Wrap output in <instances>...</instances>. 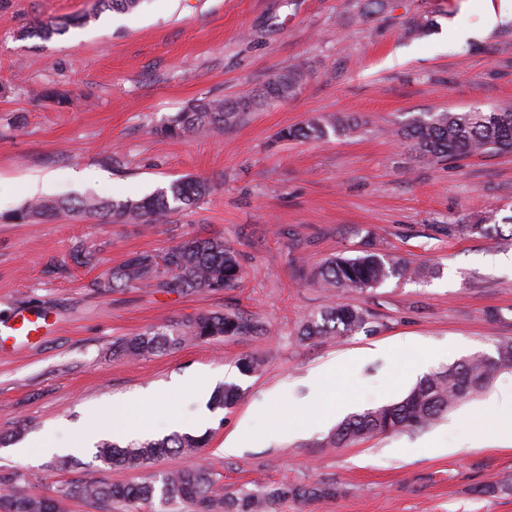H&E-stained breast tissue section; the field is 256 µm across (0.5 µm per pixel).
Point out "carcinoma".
<instances>
[{
  "instance_id": "cac0c4a2",
  "label": "carcinoma",
  "mask_w": 512,
  "mask_h": 512,
  "mask_svg": "<svg viewBox=\"0 0 512 512\" xmlns=\"http://www.w3.org/2000/svg\"><path fill=\"white\" fill-rule=\"evenodd\" d=\"M67 23H38L34 35L49 39L65 31ZM306 70L300 64L277 72L264 87L231 100H207L191 105L171 117L156 133L163 139L185 138L204 129L230 128L247 112L271 100L292 97ZM358 126L350 116L314 117L286 127L277 133L283 141L321 140L333 133L344 134ZM408 149L420 161L512 151V111L504 112H430L424 118L397 131ZM213 189L206 178L174 181L166 189L139 199L98 200L95 198L28 201L14 215L21 224H35L43 218L61 214H79L108 224H168L172 215L200 203ZM456 228L472 236L489 239L512 238L496 223L494 215L479 218ZM424 270L407 261L379 252L366 243L354 257L338 255L327 260L314 274L312 282L320 286L363 293L390 278L417 279ZM242 277L238 250L221 237H188L161 254L137 253L105 278L92 283L102 293L126 288H146L152 292L191 295L220 293L232 288ZM371 314L360 307L336 304L311 316L302 325L303 339H337L364 329ZM261 325L237 311L223 314H199L164 327H151L124 338L114 345L113 354L123 359H139L186 342H207L224 336H257ZM512 371V338L499 342L495 353L475 354L448 368L427 374L417 381L399 401L353 413L345 417L328 437L335 448H346L370 436L424 428L441 418L456 403L475 397L489 388L503 372ZM239 399L238 387L226 384L215 396L218 408H230ZM204 439L174 433L121 447L112 442L96 446L95 457L103 464L124 469H140L157 457L185 452L199 454ZM18 476L0 479V512H66V501L126 503H187L197 512H272L275 505L292 498L302 503L332 498L336 488L327 485L278 486L257 489L237 497L225 498L214 492L216 480L204 464L179 468L157 478L136 484L89 481L60 495L46 496L36 491L17 492L13 484Z\"/></svg>"
}]
</instances>
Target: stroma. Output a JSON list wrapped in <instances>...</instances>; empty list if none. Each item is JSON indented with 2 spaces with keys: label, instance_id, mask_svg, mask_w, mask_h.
Returning <instances> with one entry per match:
<instances>
[{
  "label": "stroma",
  "instance_id": "35a3bbf8",
  "mask_svg": "<svg viewBox=\"0 0 512 512\" xmlns=\"http://www.w3.org/2000/svg\"><path fill=\"white\" fill-rule=\"evenodd\" d=\"M357 0H143L131 13L97 10L96 0H0V433L26 426V440L65 441L89 413L112 437V403L132 401L129 418L166 436L174 382L205 376L237 384L229 409L209 412L202 455L164 456L148 469H113L93 453L69 471L0 446V476L47 495L81 481L137 482L204 463L224 496L260 486L331 483L332 499L282 501L277 512H512V438L477 396L425 428L327 447L330 426L313 425L325 406L361 412L396 400L415 383L410 366L434 354L432 370L512 337V240L453 232L486 214L512 216V152L438 162L414 159L399 127L423 112L512 109V21L458 43L476 26L467 0H389L359 17ZM433 18L408 35L414 15ZM68 21L45 40L35 20ZM303 64L295 95L247 113L232 129L163 139L155 126L203 99H232ZM70 91L76 104L35 99ZM353 114L359 125L319 141H281L278 132L313 115ZM115 153L118 166L102 157ZM96 173L90 186L75 175ZM52 178L50 196L137 199L177 179L204 177L214 190L172 223L102 224L79 216L18 224L25 176ZM221 236L240 253L243 276L230 290L182 296L91 283L141 252H161L183 235ZM428 270L420 281L392 278L369 293L309 285L327 259L357 255L365 238ZM98 263H74L76 245ZM341 303L366 309L368 331L335 340L298 338L313 313ZM238 311L262 336L187 343L136 361L112 345L149 327L201 313ZM34 313L48 330L12 336L14 315ZM258 373L242 374L244 356ZM335 363L336 373L318 378ZM280 399L269 402L271 391ZM291 437L267 441L272 425ZM243 436L228 456L224 441Z\"/></svg>",
  "mask_w": 512,
  "mask_h": 512
}]
</instances>
